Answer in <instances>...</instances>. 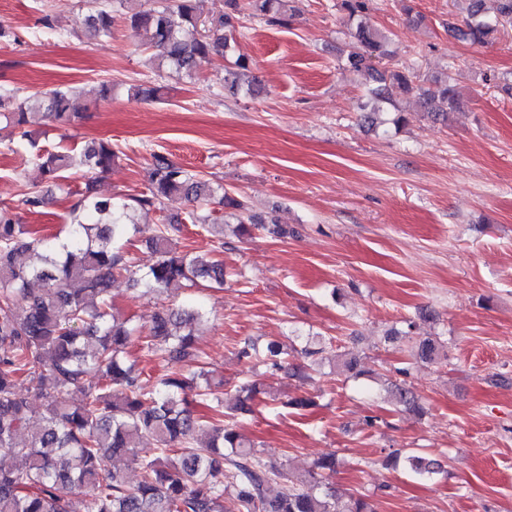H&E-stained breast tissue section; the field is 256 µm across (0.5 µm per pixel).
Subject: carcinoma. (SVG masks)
<instances>
[{"label":"carcinoma","instance_id":"cac0c4a2","mask_svg":"<svg viewBox=\"0 0 512 512\" xmlns=\"http://www.w3.org/2000/svg\"><path fill=\"white\" fill-rule=\"evenodd\" d=\"M132 0H106L90 14L84 37L88 40L112 32L114 4ZM464 27H451L472 44L491 43L504 28L512 27V0H495L489 12L485 0H466ZM353 23L346 43L345 67L369 79L361 120L376 126L379 115L393 109L392 123L404 121L397 108L402 94L417 93L427 114L437 120L459 104L456 85L447 76L409 74L391 66V36L373 24L368 0H341ZM265 24L288 27L296 9H285V0H226V11L208 23V34L186 37L197 28L200 15L195 0H158L139 6L126 16L133 29L143 33L145 45L161 63L188 73L224 55L227 34L236 31L245 10ZM248 64L236 59L224 67V83L236 79ZM73 88H56L18 96L0 90V121L12 128L20 141H33L27 125L31 109L44 108V116L60 124L75 117ZM116 153L109 143L92 141L81 152H37L32 164L41 178L67 193L66 173L76 167L104 172ZM181 197L190 202L216 203L232 210L237 232L253 229L281 237L279 224L258 221L247 202L224 187L213 186L183 165L163 155L153 156L149 192L127 203L116 197L86 196L70 213L67 235L62 240L40 237L20 223L9 208H0V512H72L71 495L83 496L84 512H377L372 501L336 489V455L314 461L304 479L295 482L288 473L265 462L236 427L224 423L226 411L240 416L254 412L257 385L239 391L232 405L215 399L212 415L198 416L196 389L209 383V371L201 363L197 325L203 311L194 303L164 305L144 336L149 352L170 365V370L150 385L142 372L127 362L128 348L139 330L116 318L110 286L123 278L137 290L161 296L170 286L185 282L196 287L205 281L224 287V266L206 254L179 249L168 229L146 240L154 262L142 274L129 251L140 232L133 212L155 208L164 200ZM39 284L38 289L31 285ZM416 325L390 329L385 340L410 343L409 356L433 363L443 354L437 336H418ZM300 354L309 362L295 375L311 377V371L328 360L336 373L350 379L369 375L358 360L333 352L322 336L307 337ZM241 358L258 359L272 370L282 368L288 348L272 341L264 353L247 343ZM44 400L43 425L28 431L31 406L22 384ZM393 405L419 414L422 407L406 381L393 384ZM208 441L194 446L198 433ZM145 439L156 445L154 453L140 448ZM125 457L141 472L130 486L107 462ZM394 466H402L418 480L433 481L444 474L442 464L424 454H391ZM283 481L282 491L268 495L273 478ZM235 490L224 498V483Z\"/></svg>","mask_w":512,"mask_h":512}]
</instances>
